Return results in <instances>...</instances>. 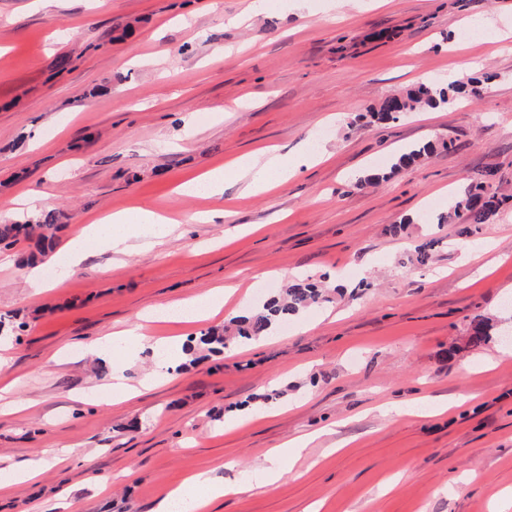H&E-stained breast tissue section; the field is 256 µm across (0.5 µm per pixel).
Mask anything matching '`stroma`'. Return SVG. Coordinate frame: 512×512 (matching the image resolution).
Listing matches in <instances>:
<instances>
[{"label":"stroma","mask_w":512,"mask_h":512,"mask_svg":"<svg viewBox=\"0 0 512 512\" xmlns=\"http://www.w3.org/2000/svg\"><path fill=\"white\" fill-rule=\"evenodd\" d=\"M0 0V219L47 192L59 243L94 220L151 207L116 253L88 242L62 287L34 297L0 248V478L45 458L39 478L0 492V512H155L186 478L240 486L204 512H500L512 493V0ZM487 33L467 41L471 28ZM494 80L432 118L371 123L369 108L421 76ZM193 114L185 134L182 118ZM434 152L374 185L406 145ZM268 147L329 161L253 196L226 180L215 198L174 188ZM508 201L475 235L424 222L477 171ZM220 212L211 224L200 212ZM152 241L149 249L140 240ZM434 241L418 265L417 246ZM326 291L318 305L242 339L202 347L146 384L157 356L94 355L91 343L145 309L224 284L251 306L284 273ZM495 338L468 343L475 316ZM139 394L112 399L113 362ZM440 405L388 422L385 406ZM308 435L293 471L251 490L269 449Z\"/></svg>","instance_id":"35a3bbf8"}]
</instances>
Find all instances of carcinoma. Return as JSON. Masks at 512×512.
I'll return each instance as SVG.
<instances>
[{"mask_svg":"<svg viewBox=\"0 0 512 512\" xmlns=\"http://www.w3.org/2000/svg\"><path fill=\"white\" fill-rule=\"evenodd\" d=\"M478 84H480L478 78L470 82L450 81L444 87L422 84L404 95L385 97L377 107L369 110V114L378 122L389 123L397 121L401 114L416 109L447 108L454 105L462 96L476 95ZM432 151L433 145L429 143L406 147L392 159L390 171L395 172L413 165L423 160ZM493 177L494 172L486 170L471 180L461 193L450 195L448 211L439 217V221L463 225L461 235L465 237L472 235L471 225L490 223L505 201V198L490 190V181ZM57 219L56 213L48 211L24 224L1 221L0 245L12 246L22 238L29 241V250L21 256L20 261L24 264L34 263L55 249L54 231L60 228ZM323 299V291L317 285L294 284L286 290L285 296L270 297L257 312L241 319L236 324V335L244 339L265 336L268 330L288 322L289 317L320 303ZM488 339V323L482 318H475L469 334V344L479 347ZM201 343L208 346V350L213 353L223 352L224 329L216 328L208 331L201 339Z\"/></svg>","mask_w":512,"mask_h":512,"instance_id":"obj_1","label":"carcinoma"}]
</instances>
